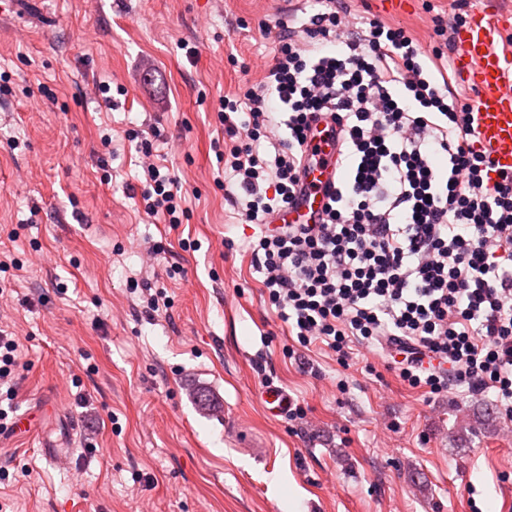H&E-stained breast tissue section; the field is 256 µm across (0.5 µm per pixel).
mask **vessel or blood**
Listing matches in <instances>:
<instances>
[{
    "instance_id": "1",
    "label": "vessel or blood",
    "mask_w": 512,
    "mask_h": 512,
    "mask_svg": "<svg viewBox=\"0 0 512 512\" xmlns=\"http://www.w3.org/2000/svg\"><path fill=\"white\" fill-rule=\"evenodd\" d=\"M504 16L500 8L473 11L454 31L453 42L478 91L473 104L478 146L488 150L494 164L502 170L512 171V51L498 47L508 29ZM310 179L311 188L302 196L297 209L281 216V223L319 221L328 192L334 191L341 180V171L331 160L313 172ZM260 403L268 416H281L288 410V394L269 385L262 389Z\"/></svg>"
}]
</instances>
